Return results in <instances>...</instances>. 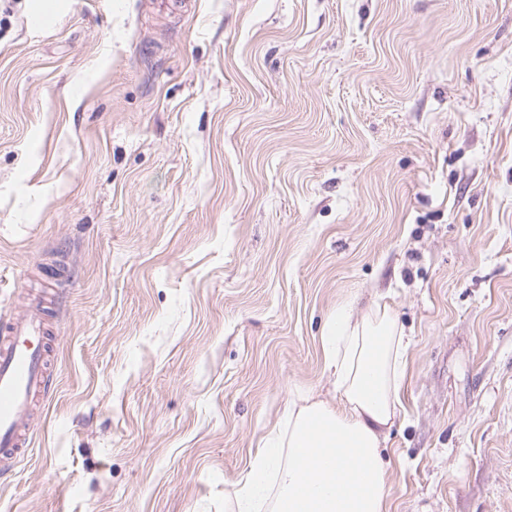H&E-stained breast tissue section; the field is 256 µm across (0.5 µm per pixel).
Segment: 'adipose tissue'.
<instances>
[{
    "label": "adipose tissue",
    "instance_id": "adipose-tissue-1",
    "mask_svg": "<svg viewBox=\"0 0 512 512\" xmlns=\"http://www.w3.org/2000/svg\"><path fill=\"white\" fill-rule=\"evenodd\" d=\"M339 403L301 395L239 480L237 512H387L382 444L401 407L410 342L387 305L337 310L322 335ZM275 496H268L270 479Z\"/></svg>",
    "mask_w": 512,
    "mask_h": 512
}]
</instances>
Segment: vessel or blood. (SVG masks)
I'll return each instance as SVG.
<instances>
[{
  "label": "vessel or blood",
  "mask_w": 512,
  "mask_h": 512,
  "mask_svg": "<svg viewBox=\"0 0 512 512\" xmlns=\"http://www.w3.org/2000/svg\"><path fill=\"white\" fill-rule=\"evenodd\" d=\"M51 338L41 304L0 320V477L28 454L35 395L53 391Z\"/></svg>",
  "instance_id": "1"
}]
</instances>
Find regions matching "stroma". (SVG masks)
Masks as SVG:
<instances>
[{
  "mask_svg": "<svg viewBox=\"0 0 512 512\" xmlns=\"http://www.w3.org/2000/svg\"><path fill=\"white\" fill-rule=\"evenodd\" d=\"M0 0V316L55 388L0 512H232L322 329L411 336L389 512H512V0Z\"/></svg>",
  "mask_w": 512,
  "mask_h": 512,
  "instance_id": "35a3bbf8",
  "label": "stroma"
}]
</instances>
